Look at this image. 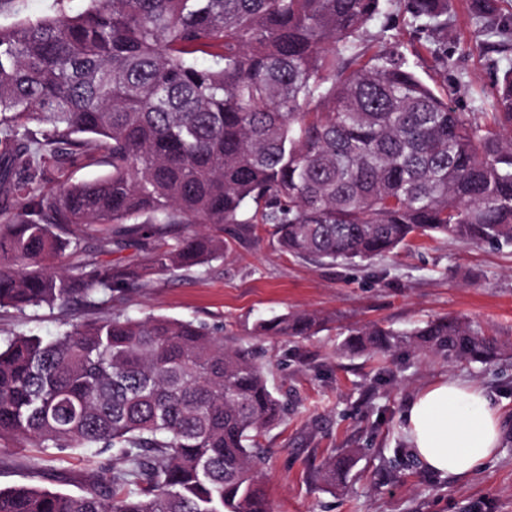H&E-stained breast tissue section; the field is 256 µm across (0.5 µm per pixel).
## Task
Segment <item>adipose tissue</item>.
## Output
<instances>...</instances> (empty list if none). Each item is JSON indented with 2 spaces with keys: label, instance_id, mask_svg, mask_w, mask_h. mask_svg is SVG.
<instances>
[{
  "label": "adipose tissue",
  "instance_id": "obj_1",
  "mask_svg": "<svg viewBox=\"0 0 512 512\" xmlns=\"http://www.w3.org/2000/svg\"><path fill=\"white\" fill-rule=\"evenodd\" d=\"M411 454L427 469L465 478L493 458L501 422L483 389L444 379L420 391L403 414Z\"/></svg>",
  "mask_w": 512,
  "mask_h": 512
}]
</instances>
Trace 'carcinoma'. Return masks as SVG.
I'll use <instances>...</instances> for the list:
<instances>
[{
  "mask_svg": "<svg viewBox=\"0 0 512 512\" xmlns=\"http://www.w3.org/2000/svg\"><path fill=\"white\" fill-rule=\"evenodd\" d=\"M384 2L89 0L78 15L0 26V308L148 288L222 258L226 224L269 228L289 255L332 265L414 235L512 248V64L492 111L460 112L456 88H432L404 52L373 44ZM397 2L448 68V0ZM472 12L512 49L497 0ZM30 121L40 135L19 138ZM101 151L106 177L36 188ZM106 224L112 236H98ZM185 224L207 231L176 232ZM73 227L98 253L146 246L145 266L50 271L46 259L80 246ZM323 322L289 312L257 331L304 337ZM412 345L469 363L504 347L443 316L353 328L340 351ZM283 415L249 352L192 321L114 312L48 341L13 336L0 346V439L50 459L97 448L122 467L79 495L0 488V512H271L256 437ZM347 469L334 460L322 478L334 486Z\"/></svg>",
  "mask_w": 512,
  "mask_h": 512,
  "instance_id": "1",
  "label": "carcinoma"
}]
</instances>
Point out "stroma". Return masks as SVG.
Returning a JSON list of instances; mask_svg holds the SVG:
<instances>
[{"instance_id": "1", "label": "stroma", "mask_w": 512, "mask_h": 512, "mask_svg": "<svg viewBox=\"0 0 512 512\" xmlns=\"http://www.w3.org/2000/svg\"><path fill=\"white\" fill-rule=\"evenodd\" d=\"M88 0H0V26L44 18L58 9L77 15ZM447 71L421 54L418 71L428 83L457 87L464 112H487L499 75L495 53L473 23L467 0L448 3ZM387 31L386 46L419 48L401 7L369 26ZM106 310L148 314L206 325L225 343L252 352L269 368L275 394L287 406L281 422L259 439L262 483L272 512H512V251L445 238H419L409 246L356 266L319 265L284 253L270 232L229 241L223 258L202 269L154 276L151 288L114 294ZM316 311L331 321L304 338L260 336L259 321L291 311ZM75 302L66 307L0 310V340L16 334L57 336L65 323L96 317ZM440 316L482 323L510 348L487 363H448L430 352L400 348L379 359L343 355L350 328L377 324L408 330ZM459 378L489 395L503 422L495 457L474 475L458 479L423 467L407 451L403 413L424 387ZM347 454L344 482L330 486L318 472ZM99 458L60 454L39 461L35 449L0 441V487L38 485L79 493L98 471Z\"/></svg>"}]
</instances>
